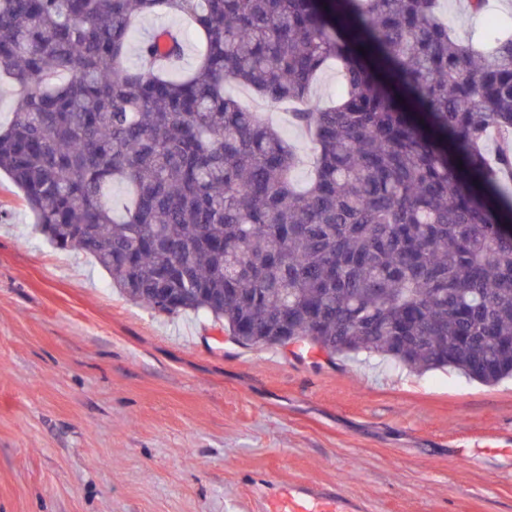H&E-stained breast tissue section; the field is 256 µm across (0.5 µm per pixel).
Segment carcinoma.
I'll list each match as a JSON object with an SVG mask.
<instances>
[{"instance_id":"cac0c4a2","label":"carcinoma","mask_w":512,"mask_h":512,"mask_svg":"<svg viewBox=\"0 0 512 512\" xmlns=\"http://www.w3.org/2000/svg\"><path fill=\"white\" fill-rule=\"evenodd\" d=\"M176 14L158 57L137 14ZM336 60L342 93L312 101ZM0 173L58 249L131 300L203 315L247 346L305 342L485 385L512 377V29L457 40L439 0H0ZM292 104L317 142L224 91ZM501 136L498 167L482 145ZM125 184L121 216L107 194ZM158 26H166L171 28H185L187 20L179 15H145L137 17L132 31L131 45L129 56L132 63L137 62L138 42L144 37H148ZM266 116L279 125L285 139L296 148L302 157L303 162L294 172V180L300 187L303 186L311 175L309 159L314 152V144L311 138L304 130L295 125L292 119H288V113L286 112L275 113V119L269 117L267 113Z\"/></svg>"}]
</instances>
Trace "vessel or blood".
<instances>
[{
  "instance_id": "obj_1",
  "label": "vessel or blood",
  "mask_w": 512,
  "mask_h": 512,
  "mask_svg": "<svg viewBox=\"0 0 512 512\" xmlns=\"http://www.w3.org/2000/svg\"><path fill=\"white\" fill-rule=\"evenodd\" d=\"M358 506L338 488L281 486L270 496L266 512H357Z\"/></svg>"
}]
</instances>
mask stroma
Instances as JSON below:
<instances>
[{"label": "stroma", "mask_w": 512, "mask_h": 512, "mask_svg": "<svg viewBox=\"0 0 512 512\" xmlns=\"http://www.w3.org/2000/svg\"><path fill=\"white\" fill-rule=\"evenodd\" d=\"M462 41L512 0H441ZM0 512H266L338 487L364 512H512V380L245 347L127 299L51 246L0 176Z\"/></svg>", "instance_id": "stroma-1"}]
</instances>
